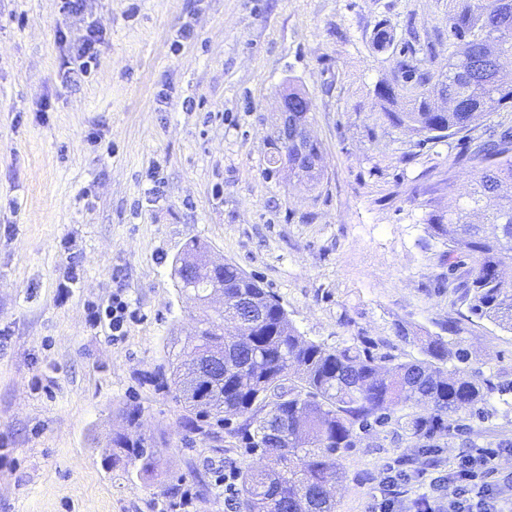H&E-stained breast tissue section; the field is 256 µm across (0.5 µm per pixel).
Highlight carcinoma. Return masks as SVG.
<instances>
[{
    "label": "carcinoma",
    "mask_w": 512,
    "mask_h": 512,
    "mask_svg": "<svg viewBox=\"0 0 512 512\" xmlns=\"http://www.w3.org/2000/svg\"><path fill=\"white\" fill-rule=\"evenodd\" d=\"M448 36L454 47L448 70L436 75L427 68L429 44L400 46L394 27L374 28L375 48L399 51L395 70L415 90L404 107L385 114L421 143L459 136L457 160L472 163L476 173L465 201L428 224L431 236L447 246L442 263L448 277L441 283L472 315L512 331V276L504 264L512 259V194H502L503 186H512V128L490 125L475 134L480 117L512 106V77L478 75L467 64L486 54L512 57V0H450ZM320 155V144H310L299 164H289L288 178L316 185ZM461 257L471 265L460 273ZM174 277L180 292L191 286L202 310L190 354L224 356V371L207 378L171 364L174 398L196 412L198 430L228 416L242 418L231 435L260 451L259 463L246 462L239 471L238 512H334L329 488L343 479L342 454L358 445L361 434L392 423L414 447L437 448L441 438L463 433L462 416L482 414L496 389L463 367L469 353L459 342L439 334L413 337L418 358L356 345L331 349L301 336L278 300L232 263L198 274L176 268ZM215 294L256 309L246 340L225 342L224 315L208 314ZM271 423L288 438L272 442ZM102 456L143 479L161 468L157 441L144 436L114 435Z\"/></svg>",
    "instance_id": "1"
}]
</instances>
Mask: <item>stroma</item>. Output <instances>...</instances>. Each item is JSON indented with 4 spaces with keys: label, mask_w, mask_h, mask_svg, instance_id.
Wrapping results in <instances>:
<instances>
[{
    "label": "stroma",
    "mask_w": 512,
    "mask_h": 512,
    "mask_svg": "<svg viewBox=\"0 0 512 512\" xmlns=\"http://www.w3.org/2000/svg\"><path fill=\"white\" fill-rule=\"evenodd\" d=\"M449 0H0V512H228L215 468L258 460L225 420L213 437L186 423L161 384L193 331L172 262L189 243L235 262L273 293L306 339L373 342L408 358L396 325L439 332L459 321L468 368L491 379L469 436L432 449L454 458L473 438L512 439V333L464 320L437 281L448 268L431 215L465 193L455 140L417 147L376 95L394 59L376 51L385 21L432 44L448 65ZM99 64L64 80L60 66L88 28ZM313 99L322 148L316 188L265 174L276 98L287 83ZM102 141L87 144L90 129ZM80 280L58 284L70 264ZM123 284L136 319L124 339L85 326L87 302ZM141 411L164 438L152 482L106 468L101 450ZM422 449L378 427L342 458L336 512H369L383 465Z\"/></svg>",
    "instance_id": "35a3bbf8"
}]
</instances>
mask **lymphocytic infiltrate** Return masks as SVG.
I'll use <instances>...</instances> for the list:
<instances>
[{
    "label": "lymphocytic infiltrate",
    "mask_w": 512,
    "mask_h": 512,
    "mask_svg": "<svg viewBox=\"0 0 512 512\" xmlns=\"http://www.w3.org/2000/svg\"><path fill=\"white\" fill-rule=\"evenodd\" d=\"M89 327H107L113 338L126 334L134 317L123 289L107 303H88ZM512 447L473 445L452 460L417 464L399 459L386 465L380 497L371 512H512V488L502 485L498 465Z\"/></svg>",
    "instance_id": "lymphocytic-infiltrate-1"
}]
</instances>
